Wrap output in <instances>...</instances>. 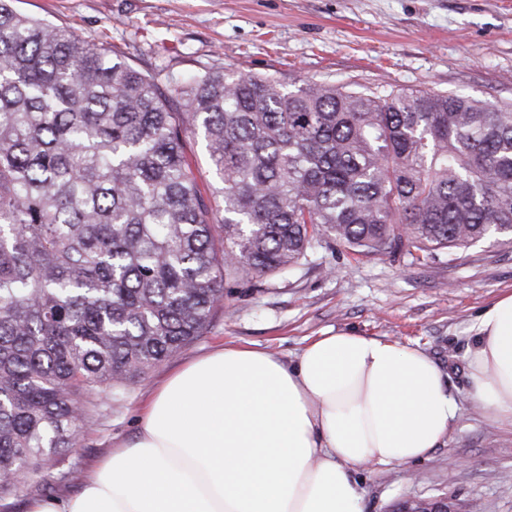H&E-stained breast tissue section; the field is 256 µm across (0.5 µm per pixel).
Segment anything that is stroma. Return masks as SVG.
Listing matches in <instances>:
<instances>
[{
	"mask_svg": "<svg viewBox=\"0 0 512 512\" xmlns=\"http://www.w3.org/2000/svg\"><path fill=\"white\" fill-rule=\"evenodd\" d=\"M28 17L70 29L145 73L192 82L203 70L275 77L286 89L329 83L348 92L402 89L512 104V0H12ZM512 291V246L484 241L422 262L366 257L333 244L287 275L224 285L202 336L145 376L103 394L67 463L80 475L131 441L140 407L182 363L228 344L292 361L312 338L348 331L419 347L448 375L458 418L422 460L356 472L362 512L408 497L512 512V425L467 398L475 321Z\"/></svg>",
	"mask_w": 512,
	"mask_h": 512,
	"instance_id": "35a3bbf8",
	"label": "stroma"
}]
</instances>
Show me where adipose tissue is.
Segmentation results:
<instances>
[{"label":"adipose tissue","instance_id":"obj_1","mask_svg":"<svg viewBox=\"0 0 512 512\" xmlns=\"http://www.w3.org/2000/svg\"><path fill=\"white\" fill-rule=\"evenodd\" d=\"M475 330L469 393L512 421V293ZM456 412L443 372L395 340L329 332L293 363L227 345L169 374L78 493L28 512H361L355 472L428 457Z\"/></svg>","mask_w":512,"mask_h":512}]
</instances>
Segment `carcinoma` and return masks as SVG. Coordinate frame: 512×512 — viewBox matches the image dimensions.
I'll list each match as a JSON object with an SVG mask.
<instances>
[{"label":"carcinoma","mask_w":512,"mask_h":512,"mask_svg":"<svg viewBox=\"0 0 512 512\" xmlns=\"http://www.w3.org/2000/svg\"><path fill=\"white\" fill-rule=\"evenodd\" d=\"M155 75L0 0V512L44 497L100 395L210 325L224 281L338 243L512 244V105ZM221 186L203 195L184 141Z\"/></svg>","instance_id":"1"}]
</instances>
